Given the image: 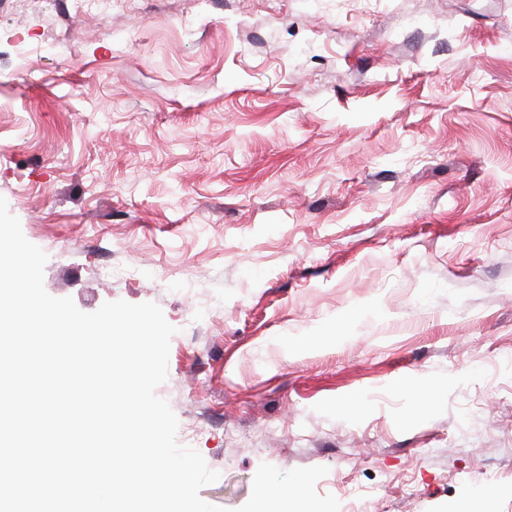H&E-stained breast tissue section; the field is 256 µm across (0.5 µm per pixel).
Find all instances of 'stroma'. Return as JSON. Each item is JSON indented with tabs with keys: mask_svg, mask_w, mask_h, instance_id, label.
I'll list each match as a JSON object with an SVG mask.
<instances>
[{
	"mask_svg": "<svg viewBox=\"0 0 512 512\" xmlns=\"http://www.w3.org/2000/svg\"><path fill=\"white\" fill-rule=\"evenodd\" d=\"M0 197L50 295L176 327L205 502L512 512V0H6Z\"/></svg>",
	"mask_w": 512,
	"mask_h": 512,
	"instance_id": "35a3bbf8",
	"label": "stroma"
}]
</instances>
